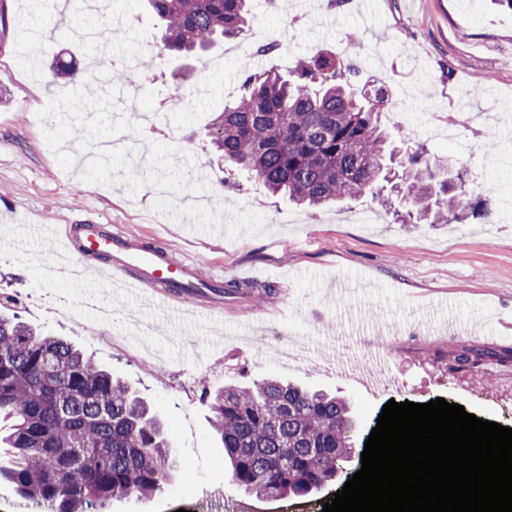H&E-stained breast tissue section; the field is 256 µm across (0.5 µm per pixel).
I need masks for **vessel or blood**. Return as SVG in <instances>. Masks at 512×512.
Returning a JSON list of instances; mask_svg holds the SVG:
<instances>
[{"mask_svg": "<svg viewBox=\"0 0 512 512\" xmlns=\"http://www.w3.org/2000/svg\"><path fill=\"white\" fill-rule=\"evenodd\" d=\"M53 232L64 244L65 255L78 266L98 260V269L114 292L148 302L154 297L180 307L195 267L193 260L174 259L148 249L108 224H59Z\"/></svg>", "mask_w": 512, "mask_h": 512, "instance_id": "vessel-or-blood-1", "label": "vessel or blood"}]
</instances>
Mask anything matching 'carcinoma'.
<instances>
[{"mask_svg": "<svg viewBox=\"0 0 512 512\" xmlns=\"http://www.w3.org/2000/svg\"><path fill=\"white\" fill-rule=\"evenodd\" d=\"M161 22V49L206 51L238 36L250 0H148ZM356 69L319 52L283 74L243 72L241 94L208 128L224 165L247 172L271 196L309 208L369 194H395L423 221L459 223L465 179H436L422 153L406 152L388 178L396 147L381 129L388 84L357 87ZM497 357L461 347L452 364ZM212 427L238 485L259 497L305 495L334 480L332 460L351 455L347 403L266 379L213 396ZM0 483L49 512H112V502L146 500L167 483L173 461L157 419L124 383L61 339L0 313Z\"/></svg>", "mask_w": 512, "mask_h": 512, "instance_id": "carcinoma-1", "label": "carcinoma"}]
</instances>
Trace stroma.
I'll return each mask as SVG.
<instances>
[{
	"label": "stroma",
	"instance_id": "obj_1",
	"mask_svg": "<svg viewBox=\"0 0 512 512\" xmlns=\"http://www.w3.org/2000/svg\"><path fill=\"white\" fill-rule=\"evenodd\" d=\"M318 2L252 0L235 42L246 50L277 45L261 58L266 70L325 51L354 62L361 80L384 78L394 106L381 126L398 149L423 150L439 176L466 170L464 204L478 217L410 230L399 221L402 202L386 209L365 196L305 209L267 196L243 173L223 179L206 132L238 94V57L220 46L201 58L151 55L156 21L146 0H109L100 14L77 5L65 21L51 0H0V237L13 239L23 224H115L174 257L196 259L200 281L225 272L229 293L201 290L175 324L165 306L111 297L103 283L44 279L43 268L60 255L51 239L0 253V309L67 340L151 405L177 463L159 496L181 508L220 488L250 512H322L360 470L365 441L391 400L442 398L512 428L504 396L512 386V163L501 162L512 155V13L491 0H346L336 9ZM69 26L96 37L72 42ZM57 56L77 64L74 79L30 87L28 76ZM218 58L223 69L204 74L203 62ZM116 67L126 82H113ZM176 72L192 100L185 110L166 103ZM137 80L158 115L141 138L144 153L74 168L69 143L90 125L105 136L121 132V101ZM474 88L495 116L490 128L462 129L451 140L437 134L436 118L460 112ZM491 183L493 197L485 193ZM193 192L211 195L213 210L175 220L176 201ZM363 211L377 212L379 223H352ZM91 291L111 305L109 321L95 322L85 305ZM43 297L66 300L71 319L40 306ZM462 345L501 357L450 371L446 354ZM371 346L391 351L398 386L373 393L339 375ZM268 377L351 406L353 453L343 473L303 496L246 493L211 425L216 391Z\"/></svg>",
	"mask_w": 512,
	"mask_h": 512
}]
</instances>
